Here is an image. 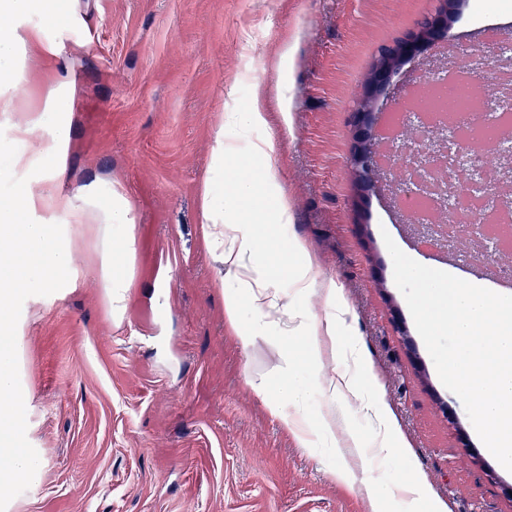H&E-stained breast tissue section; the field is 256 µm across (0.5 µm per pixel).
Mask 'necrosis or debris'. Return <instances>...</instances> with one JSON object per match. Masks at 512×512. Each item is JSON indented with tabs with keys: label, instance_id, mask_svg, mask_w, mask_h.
I'll use <instances>...</instances> for the list:
<instances>
[{
	"label": "necrosis or debris",
	"instance_id": "4bbe7bcc",
	"mask_svg": "<svg viewBox=\"0 0 512 512\" xmlns=\"http://www.w3.org/2000/svg\"><path fill=\"white\" fill-rule=\"evenodd\" d=\"M472 69L470 54L456 53L452 69L425 77L440 93L439 103L391 113L377 136L385 142V167L415 187V223L433 225L456 245L477 243L497 258L505 253L503 238L486 216L497 209L493 188L500 164L512 157V135L502 133L512 124V96L494 93L484 81L476 108L458 107L448 91ZM436 131L444 142H433Z\"/></svg>",
	"mask_w": 512,
	"mask_h": 512
}]
</instances>
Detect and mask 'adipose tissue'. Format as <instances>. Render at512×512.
<instances>
[{
	"label": "adipose tissue",
	"mask_w": 512,
	"mask_h": 512,
	"mask_svg": "<svg viewBox=\"0 0 512 512\" xmlns=\"http://www.w3.org/2000/svg\"><path fill=\"white\" fill-rule=\"evenodd\" d=\"M21 40L18 27L0 28V112L15 109L14 97L20 78L17 50ZM42 121V114L33 112L11 125V136L27 144L26 153L16 159L18 168H29L34 157L49 149L51 141L65 139L68 128L59 125L51 140H44L38 134ZM41 213L63 217L67 224L66 235L51 233L46 224L38 221ZM129 215V206L122 196H114L104 205L94 189H84L77 195L63 194L55 189L53 178L46 177L34 185L24 184L18 201L0 205V236L18 240L27 256L28 270L42 272L45 285L51 286L67 279L75 261L73 240L86 225H96L99 233L105 235L112 225L129 223ZM290 218L291 203L280 194L274 198L272 211L254 207L248 222L226 216L224 202L220 199L206 200L203 209L205 224L212 226L213 237L222 244L219 256L224 274L216 286L224 296V314L240 339L252 342L256 333L254 326L240 320L241 308L246 305L260 323L277 330L279 341L291 337L305 339L307 358L319 365L325 358L337 356L348 310L339 303L341 290L334 281L317 280L314 261L301 240H291L283 248L275 245L274 225L288 223ZM97 261L108 305L113 311H121L129 279L120 268L126 265L128 257L106 246L99 251ZM283 274L289 277L285 288L279 284ZM312 294L336 302L335 314L314 320L295 304V297ZM319 385L333 399L358 398L360 412L372 425L368 445H359L353 435L346 434L340 436L342 446L358 448L363 458L404 449L396 423L369 383L358 382L351 371L345 369L335 376L322 378ZM251 386L263 397L271 414L284 428L293 429L302 444H310L313 438L325 434H337L334 416H324L318 425H311L306 416L284 411L282 390L272 389L267 380H252Z\"/></svg>",
	"instance_id": "obj_1"
}]
</instances>
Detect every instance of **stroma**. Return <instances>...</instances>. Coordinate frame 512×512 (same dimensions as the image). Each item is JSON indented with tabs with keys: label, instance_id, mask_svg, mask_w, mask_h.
Here are the masks:
<instances>
[{
	"label": "stroma",
	"instance_id": "35a3bbf8",
	"mask_svg": "<svg viewBox=\"0 0 512 512\" xmlns=\"http://www.w3.org/2000/svg\"><path fill=\"white\" fill-rule=\"evenodd\" d=\"M439 0H71L58 20L18 21L51 52L30 47L15 112L0 113V203L23 183L53 176L59 190L94 188L130 203L131 227L110 245L133 242L121 318L105 300L94 237L75 242L70 282L22 288L0 322V348L20 344L17 392L0 417L14 448L36 465L0 493V512H371L359 487L334 480L342 463L376 482L386 512H406L397 488L420 466L449 512H512V473L475 438L460 398L440 381L394 282L384 235L419 253L405 205L372 169L352 161L360 137L393 103L372 101L364 122L351 112L382 47L405 37ZM512 37V12L474 16L460 6L448 34L392 78L401 85L467 50L480 32ZM73 91L70 115L46 111L60 82ZM281 85L269 125L222 126L258 86ZM32 112L45 129L68 122L59 149L28 170L14 166L23 143L8 123ZM270 142L278 193L292 205L281 241L303 240L318 278L335 281L350 311L343 350L358 346L364 371L394 414L408 453L370 458L318 441L301 447L249 385L278 384L283 357L264 340L243 345L214 286L224 267L203 224L206 194L248 214L237 179L260 174L253 144ZM225 148L223 168L213 165ZM290 385L301 403L288 413L326 412L360 441L371 435L357 401L340 403L316 380L343 359L310 364L292 342Z\"/></svg>",
	"mask_w": 512,
	"mask_h": 512
}]
</instances>
